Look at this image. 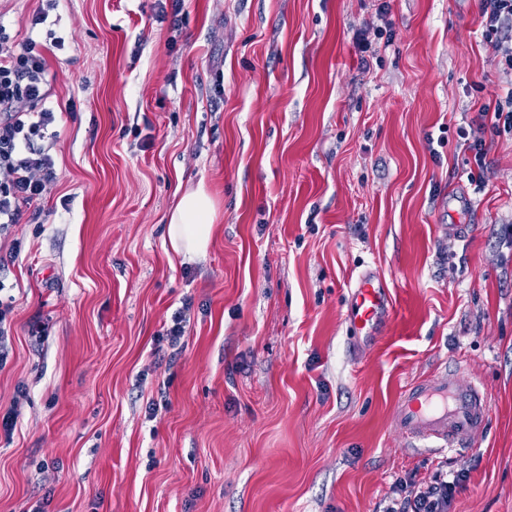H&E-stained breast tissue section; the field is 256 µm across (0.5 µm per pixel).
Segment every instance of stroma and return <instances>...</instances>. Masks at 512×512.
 Returning <instances> with one entry per match:
<instances>
[{"instance_id":"1","label":"stroma","mask_w":512,"mask_h":512,"mask_svg":"<svg viewBox=\"0 0 512 512\" xmlns=\"http://www.w3.org/2000/svg\"><path fill=\"white\" fill-rule=\"evenodd\" d=\"M41 6L0 0L58 114L56 182L0 229V512H384L441 460L468 474L452 512H512V133L475 181L458 136L512 88L481 0H59L28 30ZM200 183L218 216L184 264L166 223ZM368 267L394 315L356 351ZM455 369L486 428L403 447L399 393ZM189 309V303H185L182 308L174 312L171 316V324L166 329L165 336H161V339L165 340L172 348L180 345L181 339L186 333L187 325L190 322V317H188Z\"/></svg>"}]
</instances>
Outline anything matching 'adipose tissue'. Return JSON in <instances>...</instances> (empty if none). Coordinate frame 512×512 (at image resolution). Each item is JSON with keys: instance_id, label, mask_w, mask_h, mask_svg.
Returning a JSON list of instances; mask_svg holds the SVG:
<instances>
[{"instance_id": "1", "label": "adipose tissue", "mask_w": 512, "mask_h": 512, "mask_svg": "<svg viewBox=\"0 0 512 512\" xmlns=\"http://www.w3.org/2000/svg\"><path fill=\"white\" fill-rule=\"evenodd\" d=\"M216 207L204 188L186 192L171 213L167 240L173 254L185 262L205 257L211 241Z\"/></svg>"}]
</instances>
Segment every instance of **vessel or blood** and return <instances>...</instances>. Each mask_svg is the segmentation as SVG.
I'll return each instance as SVG.
<instances>
[{
  "instance_id": "vessel-or-blood-1",
  "label": "vessel or blood",
  "mask_w": 512,
  "mask_h": 512,
  "mask_svg": "<svg viewBox=\"0 0 512 512\" xmlns=\"http://www.w3.org/2000/svg\"><path fill=\"white\" fill-rule=\"evenodd\" d=\"M350 304L355 335L372 341L387 330L394 305L377 270L357 277ZM489 417L490 406L479 386L451 372L405 387L394 403L391 424L408 447L461 450L473 444Z\"/></svg>"
}]
</instances>
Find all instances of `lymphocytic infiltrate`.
I'll return each instance as SVG.
<instances>
[{"instance_id": "1", "label": "lymphocytic infiltrate", "mask_w": 512, "mask_h": 512, "mask_svg": "<svg viewBox=\"0 0 512 512\" xmlns=\"http://www.w3.org/2000/svg\"><path fill=\"white\" fill-rule=\"evenodd\" d=\"M486 35L501 36L498 63L512 70V0H482ZM46 60L34 40L17 44L0 35V224L19 223L22 210L40 205L56 179L51 126L56 123L47 99ZM478 134L469 141L475 163L487 154L485 134L512 132V89L495 107H482ZM463 473L436 466L429 479L398 483V495L385 512H450L466 482Z\"/></svg>"}]
</instances>
